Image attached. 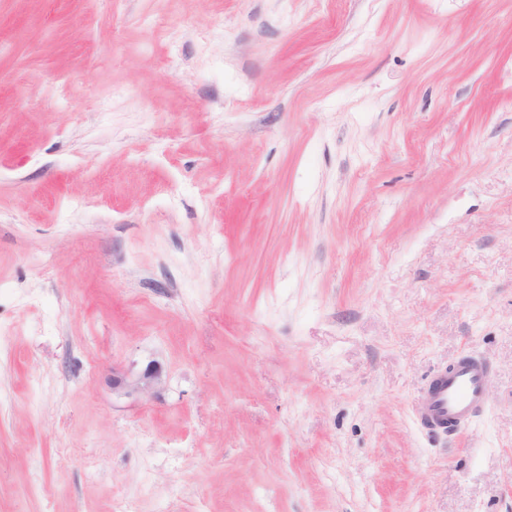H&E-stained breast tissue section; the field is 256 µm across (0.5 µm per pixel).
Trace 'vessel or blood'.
I'll return each mask as SVG.
<instances>
[{
	"instance_id": "obj_1",
	"label": "vessel or blood",
	"mask_w": 512,
	"mask_h": 512,
	"mask_svg": "<svg viewBox=\"0 0 512 512\" xmlns=\"http://www.w3.org/2000/svg\"><path fill=\"white\" fill-rule=\"evenodd\" d=\"M488 379L487 364L472 357L437 373L416 405L421 423L429 430L442 433L472 424L486 406Z\"/></svg>"
}]
</instances>
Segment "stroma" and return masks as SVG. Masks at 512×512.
<instances>
[{
  "label": "stroma",
  "instance_id": "obj_1",
  "mask_svg": "<svg viewBox=\"0 0 512 512\" xmlns=\"http://www.w3.org/2000/svg\"><path fill=\"white\" fill-rule=\"evenodd\" d=\"M122 499L512 512V0H0V512ZM488 379L487 364L472 357L459 360L450 371L437 373L416 405L421 423L443 434L449 428L472 424L486 406ZM159 376L160 372L154 363L149 364L136 378H130L113 368L109 383L113 393L126 396L144 395L152 389Z\"/></svg>",
  "mask_w": 512,
  "mask_h": 512
}]
</instances>
